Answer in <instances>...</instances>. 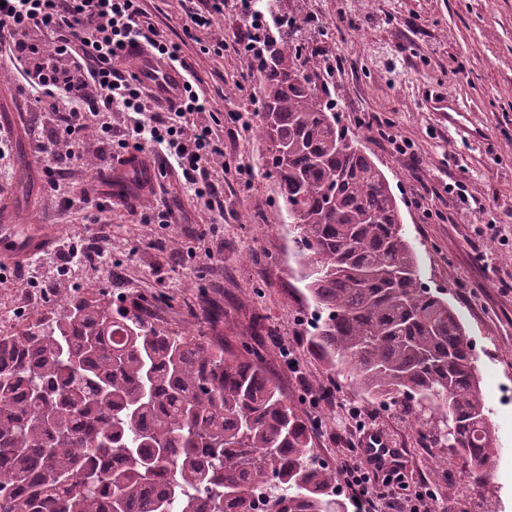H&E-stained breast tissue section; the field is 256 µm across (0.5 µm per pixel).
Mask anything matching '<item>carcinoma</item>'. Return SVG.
<instances>
[{"label": "carcinoma", "instance_id": "carcinoma-1", "mask_svg": "<svg viewBox=\"0 0 512 512\" xmlns=\"http://www.w3.org/2000/svg\"><path fill=\"white\" fill-rule=\"evenodd\" d=\"M303 27L261 68L264 166L293 224L311 340L368 395L456 426L481 488L496 448L471 339L426 288L385 174L339 127L302 61ZM306 419L260 358L66 296L0 335V512H345L311 459Z\"/></svg>", "mask_w": 512, "mask_h": 512}]
</instances>
